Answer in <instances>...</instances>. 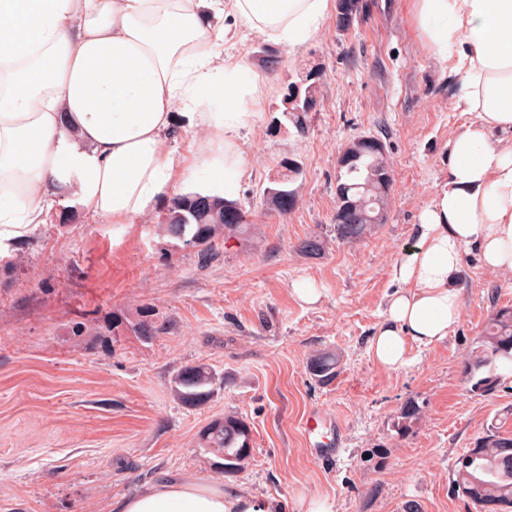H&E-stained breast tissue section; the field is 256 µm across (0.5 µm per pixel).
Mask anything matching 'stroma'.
<instances>
[{"label":"stroma","mask_w":512,"mask_h":512,"mask_svg":"<svg viewBox=\"0 0 512 512\" xmlns=\"http://www.w3.org/2000/svg\"><path fill=\"white\" fill-rule=\"evenodd\" d=\"M362 4L350 30L328 13L293 51L243 26L225 43L262 80L238 138L245 174L233 199L248 232L216 241L204 258L161 231V211L104 224L68 190L0 259V512H109L113 497L167 478L232 483L281 512H300L311 496L330 512H473L451 489L452 467L491 423L512 430V374L480 395L463 361L494 308L512 305V273L466 250L460 323L448 339L412 348L395 371L368 356L396 288L393 267L417 245L419 214L448 176V142L472 116L452 110L411 0ZM267 45L280 60L274 73L257 57ZM314 65L317 110L300 134L283 95ZM365 135L382 142L393 188L384 224L346 243L333 227L338 157ZM289 156L302 171L297 203L281 214L263 190ZM309 236L322 240L320 255L299 250ZM302 280L318 288L317 303L293 294ZM142 323L156 333L138 334ZM323 350L340 357L326 385L307 370ZM196 363L216 368L224 386L195 408L173 398L171 381ZM409 403L418 414L402 436L395 423ZM311 414L340 424L338 463L313 458L303 435ZM227 415L245 419L253 438L234 474L200 443ZM373 448L383 461L367 460Z\"/></svg>","instance_id":"stroma-1"}]
</instances>
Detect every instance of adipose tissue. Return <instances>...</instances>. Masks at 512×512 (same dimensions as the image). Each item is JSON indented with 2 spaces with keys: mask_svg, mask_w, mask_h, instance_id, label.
<instances>
[{
  "mask_svg": "<svg viewBox=\"0 0 512 512\" xmlns=\"http://www.w3.org/2000/svg\"><path fill=\"white\" fill-rule=\"evenodd\" d=\"M422 44L444 67L454 111L448 179L420 215L419 242L367 346L381 368L447 339L461 317L464 251L512 272V0H412ZM331 0H0V256L46 221L62 190L109 224L169 202L187 170L232 195L244 174L237 132L258 76L217 60L227 20L297 49ZM204 131L194 167L171 149L177 124ZM111 512H274L244 490L196 480L150 484Z\"/></svg>",
  "mask_w": 512,
  "mask_h": 512,
  "instance_id": "obj_1",
  "label": "adipose tissue"
}]
</instances>
